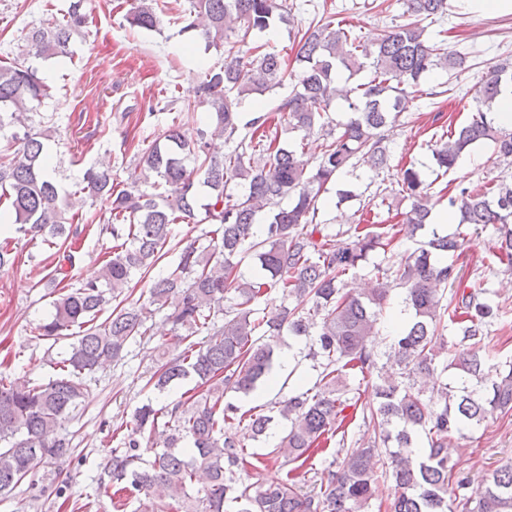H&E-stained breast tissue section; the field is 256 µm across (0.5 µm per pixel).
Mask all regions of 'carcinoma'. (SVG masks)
<instances>
[{"mask_svg":"<svg viewBox=\"0 0 512 512\" xmlns=\"http://www.w3.org/2000/svg\"><path fill=\"white\" fill-rule=\"evenodd\" d=\"M414 20L381 30L364 45L322 14L293 33L294 62L248 41L253 32L291 25L287 0H189L184 31H195L224 62L205 73L187 106L206 105L208 122L193 142L171 124L155 138L127 178L92 165L79 192L108 204L101 228L112 239L99 277L60 295L54 313L30 326L32 338L55 339L75 331L77 345L56 363L46 383L7 384L0 377V498L7 497L44 463L71 451L70 439L54 436L90 394L85 377L118 363L129 344L152 336L153 317L165 313L174 352L165 351L148 384L162 394L180 380L196 379L197 396L166 404H142L130 429L115 426L119 446L110 451L97 494H124L112 501L118 512H165L171 499L184 512H365L378 476L394 483L390 512H512V464L494 471L477 493L449 485L454 464L448 439L485 426L496 413L512 412V357L499 362L496 377L484 373L493 349L485 342L506 305L460 288L448 254L463 250L465 232L432 228L399 266H375L378 285L354 295L343 276L383 249L396 235L411 239L426 229L433 209V182L413 168L400 170L399 194L413 199L401 224H356L353 244L342 246L317 222L320 196L348 167H388L389 144L401 115L419 92L421 80L438 68L456 69L464 56L425 36L423 19L440 18L448 0H406ZM124 20L151 30L168 9L165 0H126ZM85 0H72L62 17L31 28L22 52L48 61L71 54L74 35L86 30ZM504 82H512V61L491 67L477 92L476 115L446 130L432 157L436 175L454 169L471 147L490 141L498 157L512 162V129L499 125L493 104ZM287 84L291 93L270 112L243 119L245 99ZM50 96L38 69L0 62V231L17 226L55 249L48 283L57 286L73 265V241L83 229L67 217L68 194L51 177L43 117L34 103ZM350 111L338 123L332 105ZM300 132V139H282ZM322 137L313 163L304 159L310 138ZM233 145L218 153L221 142ZM150 185L141 189L140 184ZM246 192L236 195L232 187ZM288 204H283V201ZM458 226L498 225L499 261L512 268V182L461 186L448 196ZM201 225L180 249L176 262L154 270L167 257L174 225ZM256 259L259 271L243 262ZM148 280L147 302L122 300L133 281ZM281 290L284 303L260 307L268 290ZM405 290L412 310L388 342V360L399 376L381 378L376 400L348 397L350 372L371 375L379 354L375 339L390 294ZM234 293L225 304L226 294ZM294 297L296 305L285 304ZM461 339L449 362L441 341L448 324ZM311 338L305 357L318 372L313 387L298 389L273 404L269 413L240 412L227 394L248 395L268 379L282 336ZM360 412L369 435L348 440ZM277 413L286 427L266 454L249 453L237 437L266 435ZM331 452L329 465L313 460ZM280 461L260 484L251 472ZM201 486L203 496L189 490Z\"/></svg>","mask_w":512,"mask_h":512,"instance_id":"cac0c4a2","label":"carcinoma"}]
</instances>
